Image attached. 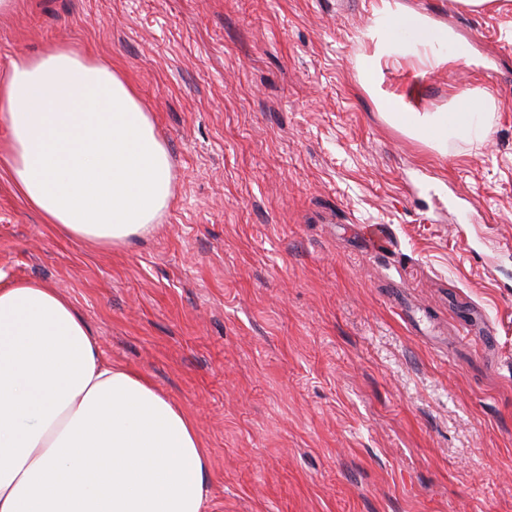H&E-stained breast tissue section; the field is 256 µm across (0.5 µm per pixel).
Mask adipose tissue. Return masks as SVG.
<instances>
[{"label":"adipose tissue","mask_w":512,"mask_h":512,"mask_svg":"<svg viewBox=\"0 0 512 512\" xmlns=\"http://www.w3.org/2000/svg\"><path fill=\"white\" fill-rule=\"evenodd\" d=\"M358 61L390 122L437 151L483 139L482 97L421 112L382 91L413 58H461L455 35L380 0ZM4 170L24 203L64 238L109 249L153 230L175 196L167 148L134 88L100 59L65 47L18 55L0 81ZM210 460L197 422L142 373L112 364L58 289L0 285V512H206Z\"/></svg>","instance_id":"obj_1"}]
</instances>
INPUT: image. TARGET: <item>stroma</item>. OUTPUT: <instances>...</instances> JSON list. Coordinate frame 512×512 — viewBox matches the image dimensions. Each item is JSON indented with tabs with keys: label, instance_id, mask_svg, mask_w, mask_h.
<instances>
[{
	"label": "stroma",
	"instance_id": "obj_1",
	"mask_svg": "<svg viewBox=\"0 0 512 512\" xmlns=\"http://www.w3.org/2000/svg\"><path fill=\"white\" fill-rule=\"evenodd\" d=\"M400 2L471 58L405 60L384 90L427 112L472 91L487 138L443 156L390 124L356 67L377 0L0 15V73L56 46L111 61L176 177L150 234L98 249L0 172V283L65 292L107 360L197 419L209 512H512V6ZM362 224L388 226L394 251Z\"/></svg>",
	"mask_w": 512,
	"mask_h": 512
}]
</instances>
